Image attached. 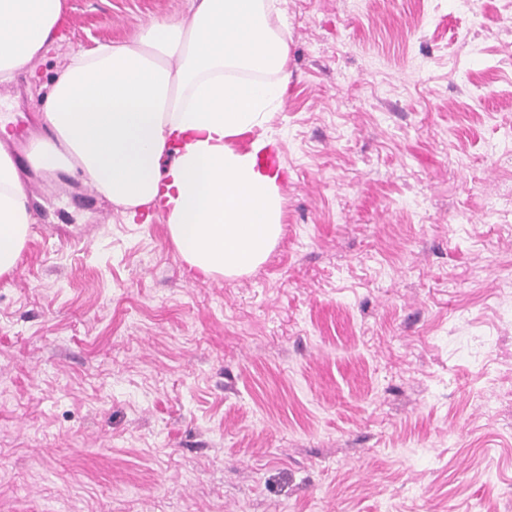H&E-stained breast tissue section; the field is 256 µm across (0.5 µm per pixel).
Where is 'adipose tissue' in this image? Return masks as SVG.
Wrapping results in <instances>:
<instances>
[{
	"instance_id": "obj_1",
	"label": "adipose tissue",
	"mask_w": 512,
	"mask_h": 512,
	"mask_svg": "<svg viewBox=\"0 0 512 512\" xmlns=\"http://www.w3.org/2000/svg\"><path fill=\"white\" fill-rule=\"evenodd\" d=\"M65 0H0V83L44 58ZM290 84L276 0H190L121 43L76 53L44 108L32 163L80 170L136 217L162 209L181 259L205 278L253 272L276 246L284 199L262 160ZM26 187L0 145V276L31 235Z\"/></svg>"
}]
</instances>
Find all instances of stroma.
I'll list each match as a JSON object with an SVG mask.
<instances>
[{
	"mask_svg": "<svg viewBox=\"0 0 512 512\" xmlns=\"http://www.w3.org/2000/svg\"><path fill=\"white\" fill-rule=\"evenodd\" d=\"M190 0H66L0 85V512H512V0H280L281 236L203 279L165 215L27 159L71 53ZM26 187L0 141V276L14 272L32 231Z\"/></svg>",
	"mask_w": 512,
	"mask_h": 512,
	"instance_id": "stroma-1",
	"label": "stroma"
}]
</instances>
